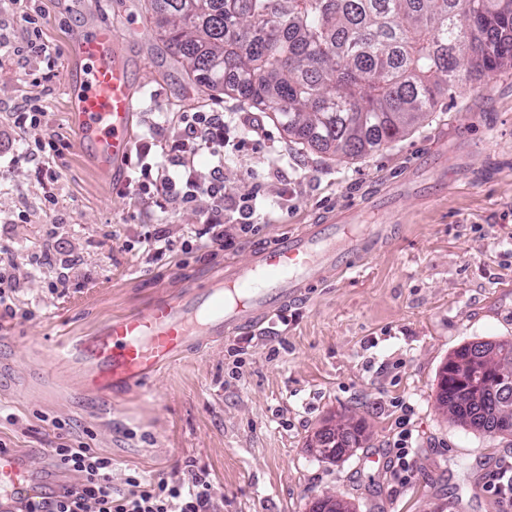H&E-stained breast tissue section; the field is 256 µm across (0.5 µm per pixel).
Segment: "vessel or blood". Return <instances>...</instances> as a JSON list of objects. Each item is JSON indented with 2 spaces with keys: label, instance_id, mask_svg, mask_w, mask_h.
Masks as SVG:
<instances>
[{
  "label": "vessel or blood",
  "instance_id": "vessel-or-blood-1",
  "mask_svg": "<svg viewBox=\"0 0 512 512\" xmlns=\"http://www.w3.org/2000/svg\"><path fill=\"white\" fill-rule=\"evenodd\" d=\"M120 36L104 24L78 43L81 67L69 86L68 109L78 145L101 166L126 160L136 100L130 72L116 51ZM343 209L229 262L207 288L155 300L146 311L112 319L95 335L67 345L85 385L109 397L176 362L201 336H232L273 323L288 306L311 300L324 283L360 269V259L386 235ZM25 458L0 452V512H20L40 496Z\"/></svg>",
  "mask_w": 512,
  "mask_h": 512
}]
</instances>
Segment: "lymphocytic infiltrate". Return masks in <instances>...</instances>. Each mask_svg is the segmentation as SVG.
<instances>
[{
  "mask_svg": "<svg viewBox=\"0 0 512 512\" xmlns=\"http://www.w3.org/2000/svg\"><path fill=\"white\" fill-rule=\"evenodd\" d=\"M231 122L223 113H193L186 119L185 129L190 138L207 145H224L229 139ZM222 165L212 169L214 178L198 181L194 172H187L184 182L163 175L152 178L150 169H142V188H154L160 210L170 202L184 204L208 198L217 202L227 198V188L221 180ZM55 466L78 476V483L65 485L43 494L41 500L24 506L23 512H210L212 484L204 474H192L188 481L168 483L134 474L128 476V493L112 490V459L95 449L60 446L52 449Z\"/></svg>",
  "mask_w": 512,
  "mask_h": 512,
  "instance_id": "obj_1",
  "label": "lymphocytic infiltrate"
}]
</instances>
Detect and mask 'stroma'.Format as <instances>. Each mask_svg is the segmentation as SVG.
<instances>
[{"label": "stroma", "instance_id": "1", "mask_svg": "<svg viewBox=\"0 0 512 512\" xmlns=\"http://www.w3.org/2000/svg\"><path fill=\"white\" fill-rule=\"evenodd\" d=\"M60 56L54 70L29 61L23 13ZM115 28L134 83V150L119 174L77 145L67 111L79 38ZM0 261L20 281L13 311L0 310V446L24 454L42 483H72L49 456L61 444L112 459L125 479L178 482L203 472L210 512H310L326 494L353 512H505L491 477L512 440L463 427L437 402L439 373L468 342L512 340V69L470 81L436 112L380 151L340 159L302 147L256 112L261 136L231 151L225 225L241 222L236 197L251 198L257 227L217 239L209 204L160 212L141 191L142 165L169 173L190 162L211 178L208 149L171 151L188 112H244L238 96L190 81L145 19L144 0H0ZM35 101L40 124L15 109ZM53 139L55 204L25 162ZM432 164L419 165L422 154ZM448 187L434 192L437 160ZM375 197L365 222L403 223L364 262L262 333L202 337L173 365L107 400L55 357L60 344L92 335L160 297L207 287L227 260L297 231L339 206ZM167 245L146 249L145 239ZM365 425L360 447L330 461L311 446L344 419ZM409 434L410 471L393 448Z\"/></svg>", "mask_w": 512, "mask_h": 512}]
</instances>
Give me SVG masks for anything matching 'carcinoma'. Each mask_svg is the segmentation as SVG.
Here are the masks:
<instances>
[{
  "mask_svg": "<svg viewBox=\"0 0 512 512\" xmlns=\"http://www.w3.org/2000/svg\"><path fill=\"white\" fill-rule=\"evenodd\" d=\"M146 11L196 84L346 158L379 151L463 84L512 68V0H146ZM437 401L457 424L501 433L512 341L455 349ZM364 432L358 422L325 430L320 456H344Z\"/></svg>",
  "mask_w": 512,
  "mask_h": 512,
  "instance_id": "carcinoma-1",
  "label": "carcinoma"
}]
</instances>
